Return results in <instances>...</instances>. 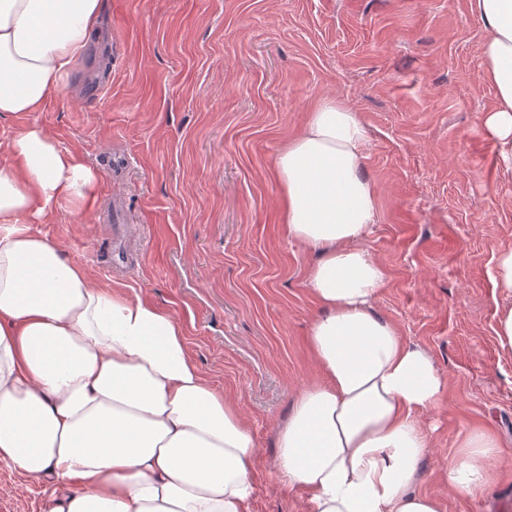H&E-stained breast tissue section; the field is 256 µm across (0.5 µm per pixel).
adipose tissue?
<instances>
[{
	"label": "adipose tissue",
	"instance_id": "obj_1",
	"mask_svg": "<svg viewBox=\"0 0 512 512\" xmlns=\"http://www.w3.org/2000/svg\"><path fill=\"white\" fill-rule=\"evenodd\" d=\"M486 29L483 126L512 174V0H470ZM102 0H0V116L36 112L88 52ZM360 113L322 98L278 151L281 222L314 260L320 308L308 344L320 371L277 429V466L308 512H441L417 490L430 432L420 414L446 382L382 317L385 267L361 242L377 216ZM0 167V466L48 493L46 512H252L255 442L206 380L177 320L92 287L34 230L96 197L98 173L32 125ZM488 432H468L448 485H492Z\"/></svg>",
	"mask_w": 512,
	"mask_h": 512
}]
</instances>
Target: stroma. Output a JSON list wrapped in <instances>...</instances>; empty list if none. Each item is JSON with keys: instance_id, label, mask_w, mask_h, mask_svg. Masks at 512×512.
I'll list each match as a JSON object with an SVG mask.
<instances>
[{"instance_id": "stroma-1", "label": "stroma", "mask_w": 512, "mask_h": 512, "mask_svg": "<svg viewBox=\"0 0 512 512\" xmlns=\"http://www.w3.org/2000/svg\"><path fill=\"white\" fill-rule=\"evenodd\" d=\"M485 28L470 0H104L86 60L37 112L0 117V142L50 131L100 176L97 199L36 230L90 283L169 312L212 387L249 425L252 512H307L277 467L276 431L318 377L313 257L280 219L274 159L323 97L360 112L377 218L362 245L386 268L380 315L432 356L447 387L417 488L442 512H512V352L495 336L512 298L494 254L512 245V176L482 116ZM142 225L127 271H108L111 216ZM502 452L497 481L448 487L470 430ZM40 486L0 468V512H42Z\"/></svg>"}]
</instances>
